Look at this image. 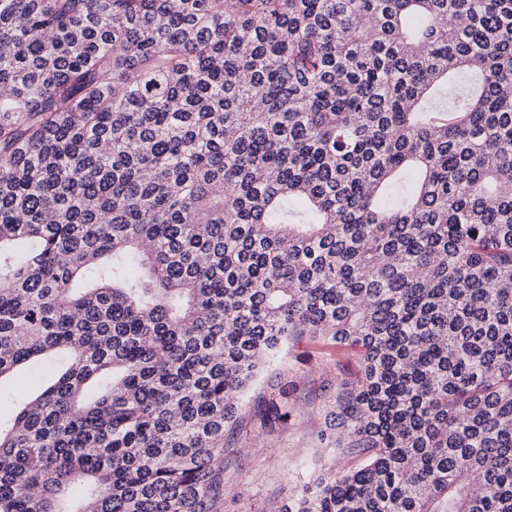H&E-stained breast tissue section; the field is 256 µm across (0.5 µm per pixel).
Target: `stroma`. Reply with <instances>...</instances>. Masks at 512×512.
Wrapping results in <instances>:
<instances>
[{"label":"stroma","instance_id":"obj_1","mask_svg":"<svg viewBox=\"0 0 512 512\" xmlns=\"http://www.w3.org/2000/svg\"><path fill=\"white\" fill-rule=\"evenodd\" d=\"M350 357L335 346L304 341L290 345L240 402L242 420L224 453V512H269L294 494L300 476L331 467L335 444L326 415L336 396L340 365ZM294 380L290 413L279 431L262 432L251 416L270 382Z\"/></svg>","mask_w":512,"mask_h":512}]
</instances>
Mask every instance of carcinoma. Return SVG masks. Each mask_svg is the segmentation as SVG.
I'll list each match as a JSON object with an SVG mask.
<instances>
[{
    "instance_id": "cac0c4a2",
    "label": "carcinoma",
    "mask_w": 512,
    "mask_h": 512,
    "mask_svg": "<svg viewBox=\"0 0 512 512\" xmlns=\"http://www.w3.org/2000/svg\"><path fill=\"white\" fill-rule=\"evenodd\" d=\"M0 85V512H224L304 339L361 464L273 512H512V0H0Z\"/></svg>"
}]
</instances>
